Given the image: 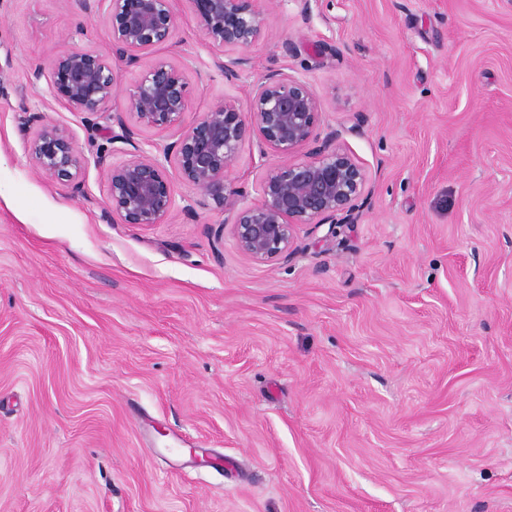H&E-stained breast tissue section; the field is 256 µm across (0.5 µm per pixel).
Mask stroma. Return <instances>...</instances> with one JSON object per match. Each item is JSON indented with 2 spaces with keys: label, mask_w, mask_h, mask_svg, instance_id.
<instances>
[{
  "label": "stroma",
  "mask_w": 512,
  "mask_h": 512,
  "mask_svg": "<svg viewBox=\"0 0 512 512\" xmlns=\"http://www.w3.org/2000/svg\"><path fill=\"white\" fill-rule=\"evenodd\" d=\"M175 12L186 122L297 76L368 196L275 265L178 179L168 223L107 221L95 165L74 195L25 152L39 116L89 150L33 72L105 10L0 0V512H512V0H272L233 81ZM276 163L242 147L244 203Z\"/></svg>",
  "instance_id": "stroma-1"
}]
</instances>
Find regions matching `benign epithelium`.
<instances>
[{"instance_id":"benign-epithelium-1","label":"benign epithelium","mask_w":512,"mask_h":512,"mask_svg":"<svg viewBox=\"0 0 512 512\" xmlns=\"http://www.w3.org/2000/svg\"><path fill=\"white\" fill-rule=\"evenodd\" d=\"M106 4L112 42L106 49L86 48L55 54L46 77L49 92L73 112L91 116L89 131L107 134L112 143L130 146L127 158L109 160L98 149L89 157L69 132L52 122L38 125L25 150L37 172L51 183L82 192V174L89 164L99 168L107 190V216L114 224H164L175 212L171 171L219 208L238 250L260 264L286 262L299 253V234L329 225L320 237L336 234V225L354 224L358 201L369 184L364 166L336 142L339 129L320 130V102L306 82L282 72L265 75L246 108L221 100L192 126L182 128L189 110L186 61L174 63L158 56L142 59L170 43L176 29L174 0H81ZM196 24L219 52L238 56L216 61L227 79H236L251 65L247 52L268 33L264 0H186ZM136 71L127 105L111 108L122 73ZM112 113L111 132L92 117ZM144 130L175 132L177 138L158 153L136 142ZM257 140L261 152L278 159L260 183V199L243 205V191L230 174L241 148ZM309 148L307 158L297 154Z\"/></svg>"}]
</instances>
